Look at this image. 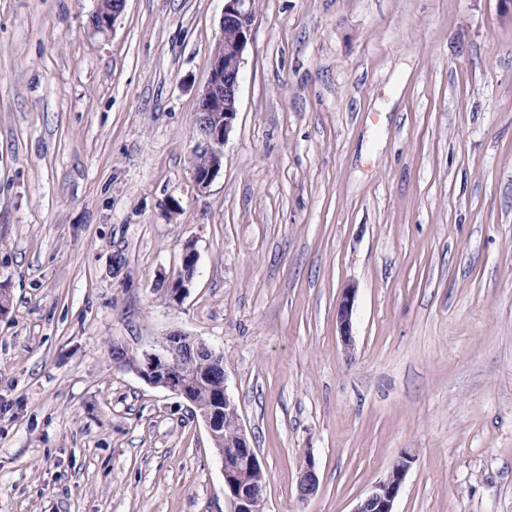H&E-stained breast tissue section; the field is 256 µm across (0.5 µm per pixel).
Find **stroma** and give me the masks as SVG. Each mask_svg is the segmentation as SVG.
<instances>
[{"label": "stroma", "mask_w": 512, "mask_h": 512, "mask_svg": "<svg viewBox=\"0 0 512 512\" xmlns=\"http://www.w3.org/2000/svg\"><path fill=\"white\" fill-rule=\"evenodd\" d=\"M95 8L0 0V512H230L127 365L174 331L223 354L265 512H353L405 449L396 512H512V0H255L204 189L224 0ZM126 0H113L112 9L107 6V0H97V9L92 15V25L98 30L109 29L125 7ZM198 255L192 244L183 249L181 267L176 277L166 285V292L172 300L180 302L194 284ZM191 266V268H190ZM356 295L355 287L344 288L337 306L336 324L339 329V336L345 347L350 350L353 347V336L351 334L352 312ZM318 482V474L313 458L305 457L298 483L300 497L306 499L313 496L318 488Z\"/></svg>", "instance_id": "35a3bbf8"}]
</instances>
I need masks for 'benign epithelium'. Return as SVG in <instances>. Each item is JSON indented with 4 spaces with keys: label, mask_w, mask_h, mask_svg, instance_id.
<instances>
[{
    "label": "benign epithelium",
    "mask_w": 512,
    "mask_h": 512,
    "mask_svg": "<svg viewBox=\"0 0 512 512\" xmlns=\"http://www.w3.org/2000/svg\"><path fill=\"white\" fill-rule=\"evenodd\" d=\"M125 2L112 0L109 7L107 0H97V9L92 15L94 28L104 30L113 26ZM254 21V0H224L221 35L209 79L199 95L197 107L198 127L203 130L202 152L212 159L207 173L194 175L196 184L202 189L207 188L218 175L222 148L237 120L243 55L251 40ZM197 262L198 255L193 247L183 249L180 270L166 285V292L172 300L179 302L188 294L194 284ZM356 291L357 288L353 286L343 290L336 313L339 336L348 350L353 347L351 323ZM204 357L210 358L213 366V373L208 375V379L213 382L217 400L223 403L224 414L202 412L200 417L214 441L219 439L223 415L232 418V427L236 431L235 443L216 448L224 477V498L230 503L232 512H255V503L265 501V488L247 481L246 473L260 470V464L241 425L235 400L228 391L221 354L193 336L174 331L155 348L144 352L142 359L131 369L149 384L168 389L193 406V389L197 385L195 362ZM414 461L412 452H401L399 459L393 462L371 492L357 503L353 512H395V503ZM318 482L315 462L309 455L305 457L300 471V497L306 499L313 496Z\"/></svg>",
    "instance_id": "benign-epithelium-1"
}]
</instances>
